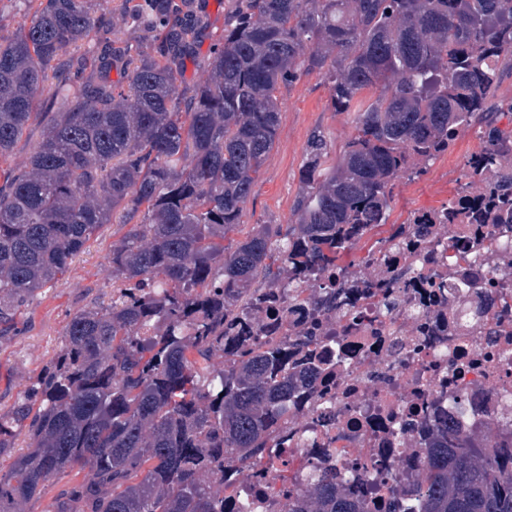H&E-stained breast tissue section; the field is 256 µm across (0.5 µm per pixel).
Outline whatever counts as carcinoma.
Instances as JSON below:
<instances>
[{
	"instance_id": "cac0c4a2",
	"label": "carcinoma",
	"mask_w": 512,
	"mask_h": 512,
	"mask_svg": "<svg viewBox=\"0 0 512 512\" xmlns=\"http://www.w3.org/2000/svg\"><path fill=\"white\" fill-rule=\"evenodd\" d=\"M17 2L37 8L0 35V164L38 107L41 139L23 167H0V335L102 225L131 228L109 260L125 283L119 297L74 315L60 352L0 415V454L21 430L30 439L0 473V512H23L76 466L86 475L60 490L53 512H226L240 479L280 447L288 398L310 389L320 343L297 336L298 361L280 320L251 331L244 310L284 298L334 312L346 288L389 308L369 275L416 215L357 262L340 255L386 223L400 181L471 128L484 147L457 196L428 214L455 223L467 194L468 223L498 226L448 256L467 277L483 275L475 253L503 250L512 0H233L224 42L189 96L177 82L199 32L193 0L153 4L160 20L118 53L86 0ZM313 73L333 111L352 114L353 135L333 157L313 130L292 224H255L224 246L274 147L281 89ZM369 88L379 94L364 102ZM511 447L512 431L492 445L434 428L402 512H512V464L498 455ZM283 492L271 491L276 512H362L334 471Z\"/></svg>"
}]
</instances>
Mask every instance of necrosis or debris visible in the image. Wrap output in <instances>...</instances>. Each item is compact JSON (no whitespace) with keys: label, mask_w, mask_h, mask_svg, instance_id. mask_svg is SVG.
Masks as SVG:
<instances>
[{"label":"necrosis or debris","mask_w":512,"mask_h":512,"mask_svg":"<svg viewBox=\"0 0 512 512\" xmlns=\"http://www.w3.org/2000/svg\"><path fill=\"white\" fill-rule=\"evenodd\" d=\"M487 226L457 223L411 232L416 247L385 260L391 311L363 308V318L335 344L318 349L325 371L317 388L288 405V428L274 456L255 465L237 512H272L279 470L306 483L335 465L365 512H396L425 459L431 422L447 415L461 431L496 434L512 426V314L497 320L512 263H497L472 288L447 257Z\"/></svg>","instance_id":"4bbe7bcc"}]
</instances>
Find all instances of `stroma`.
I'll list each match as a JSON object with an SVG mask.
<instances>
[{"instance_id":"stroma-1","label":"stroma","mask_w":512,"mask_h":512,"mask_svg":"<svg viewBox=\"0 0 512 512\" xmlns=\"http://www.w3.org/2000/svg\"><path fill=\"white\" fill-rule=\"evenodd\" d=\"M228 3L229 0H195L204 25L191 58L182 69L180 90L190 91L199 82L207 57L224 36ZM317 127L325 132L335 154L352 131L347 116L332 112L328 88L312 74L281 91L274 148L245 205L243 227L233 232V239H241L245 229L255 224H288L301 185L307 138ZM481 148L475 132L466 131L448 153L431 161L421 176L400 182L391 201L390 223H402L414 211L446 203L464 180L467 158ZM128 230L125 224L103 225L65 272L28 302L14 335L0 338V414L12 409L31 378L59 352L66 326L78 311L111 304L118 284L112 279L108 259L113 246L121 243Z\"/></svg>"}]
</instances>
